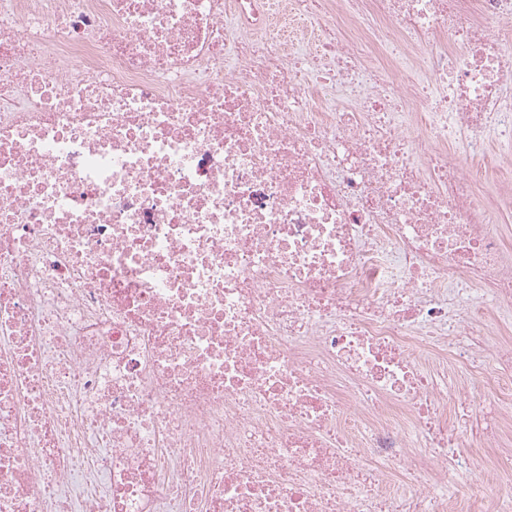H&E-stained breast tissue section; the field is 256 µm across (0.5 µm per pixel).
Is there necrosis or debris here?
Masks as SVG:
<instances>
[{
	"label": "necrosis or debris",
	"instance_id": "necrosis-or-debris-1",
	"mask_svg": "<svg viewBox=\"0 0 512 512\" xmlns=\"http://www.w3.org/2000/svg\"><path fill=\"white\" fill-rule=\"evenodd\" d=\"M511 81L512 0H0V512H512Z\"/></svg>",
	"mask_w": 512,
	"mask_h": 512
}]
</instances>
